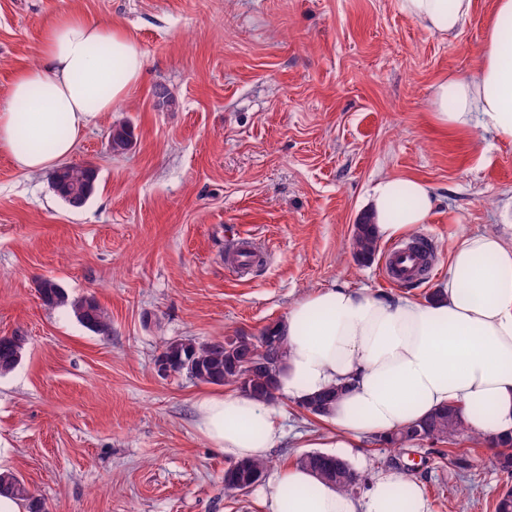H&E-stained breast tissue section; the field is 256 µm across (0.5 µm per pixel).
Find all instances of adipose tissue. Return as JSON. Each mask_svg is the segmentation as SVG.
Here are the masks:
<instances>
[{"instance_id":"1","label":"adipose tissue","mask_w":512,"mask_h":512,"mask_svg":"<svg viewBox=\"0 0 512 512\" xmlns=\"http://www.w3.org/2000/svg\"><path fill=\"white\" fill-rule=\"evenodd\" d=\"M427 29L456 36L473 0H399ZM512 0H495L472 74L433 89L444 127H479L512 142ZM135 43L111 25L79 14L45 31L41 62L17 72L0 103V151L15 167L41 173L71 157L80 136L125 99L141 75ZM38 146L19 150L21 142ZM377 235L389 239L427 223L430 186L381 177L373 188ZM280 331L287 360L277 396L302 402L333 388L340 397L322 420L336 448L359 447L434 410L456 408L468 432L493 443L512 440V242L484 230L462 235L449 254L437 298L378 297L343 287L310 290L295 301ZM196 428L235 460L266 459L284 437L280 411L250 395L197 396ZM266 512H430L419 485L380 472L362 494L345 493L299 465L275 470L262 490Z\"/></svg>"}]
</instances>
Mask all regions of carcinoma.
I'll return each mask as SVG.
<instances>
[{
	"label": "carcinoma",
	"instance_id": "carcinoma-1",
	"mask_svg": "<svg viewBox=\"0 0 512 512\" xmlns=\"http://www.w3.org/2000/svg\"><path fill=\"white\" fill-rule=\"evenodd\" d=\"M109 145L115 154L126 152L132 145V131L126 122L112 125ZM98 173L89 166L63 164L51 175L54 194L72 208L83 207L95 191ZM357 262L369 263L378 246L376 224L369 216L354 225L351 239ZM38 291L43 304L49 308H70L76 319L90 331L107 337L112 332L109 314L92 297L71 300L50 278L40 281ZM25 348L22 336H0V375L11 372L20 362ZM287 348L278 324L264 328L257 336L236 333L222 341L179 339L166 343L158 359L167 362L177 374L201 383L224 385L248 393L257 399L272 402L276 398V378L285 364ZM340 395L332 389L308 401L303 408L314 416L321 415ZM466 432L459 411L442 407L425 420L379 441L391 448H409L422 434L427 440L453 443ZM297 463L313 471L344 492H355L362 486L361 475L351 464L332 453L312 451L301 455ZM231 476L224 478L229 490H245L257 483L268 471L266 460H241L232 464ZM0 494L29 500L25 484L12 473H0Z\"/></svg>",
	"mask_w": 512,
	"mask_h": 512
}]
</instances>
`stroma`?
Returning <instances> with one entry per match:
<instances>
[{
    "instance_id": "1",
    "label": "stroma",
    "mask_w": 512,
    "mask_h": 512,
    "mask_svg": "<svg viewBox=\"0 0 512 512\" xmlns=\"http://www.w3.org/2000/svg\"><path fill=\"white\" fill-rule=\"evenodd\" d=\"M493 10L473 0L448 38L398 0H0V101L64 14L112 23L144 59L70 158L98 170L83 208L54 194L50 172L22 173L0 152V336L26 339L0 376V446L46 512H264L258 487L225 489L231 459L195 427L208 384L158 375L165 343L260 334L316 288L423 299L446 283L461 235L512 241V143L444 128L431 107L437 83L472 70ZM159 84L172 106H158ZM119 120L133 133L124 154L108 143ZM384 175L434 194L412 233L430 238L435 266L413 284L353 256L354 226ZM243 237L261 247V266L225 263ZM45 278L95 298L111 336L44 306ZM276 405L287 435L268 455L275 469L320 446L325 429L292 401ZM495 454L465 436L401 454L369 436L352 451L362 475L408 471L431 512H494L512 487Z\"/></svg>"
}]
</instances>
